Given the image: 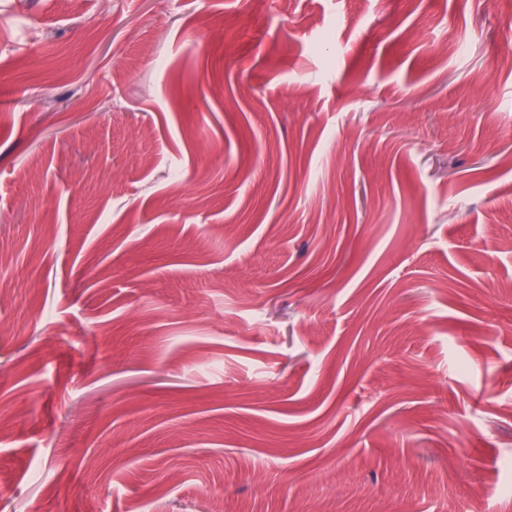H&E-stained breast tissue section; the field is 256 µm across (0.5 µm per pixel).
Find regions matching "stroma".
I'll return each instance as SVG.
<instances>
[{"instance_id":"obj_1","label":"stroma","mask_w":512,"mask_h":512,"mask_svg":"<svg viewBox=\"0 0 512 512\" xmlns=\"http://www.w3.org/2000/svg\"><path fill=\"white\" fill-rule=\"evenodd\" d=\"M512 512V22L485 0H0V512Z\"/></svg>"}]
</instances>
